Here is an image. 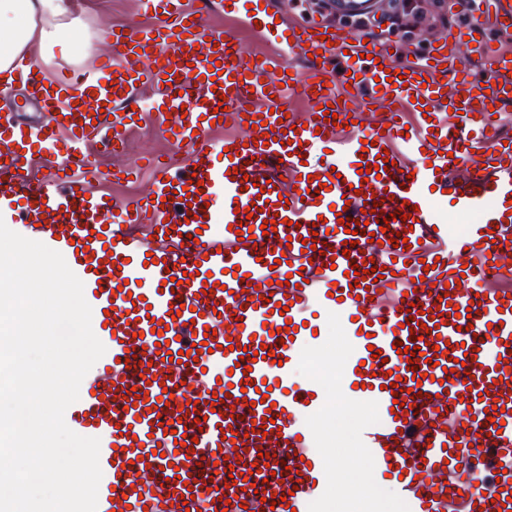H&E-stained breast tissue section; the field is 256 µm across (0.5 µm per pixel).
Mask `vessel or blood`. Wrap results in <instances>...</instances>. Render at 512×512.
Wrapping results in <instances>:
<instances>
[{
    "instance_id": "b4317fda",
    "label": "vessel or blood",
    "mask_w": 512,
    "mask_h": 512,
    "mask_svg": "<svg viewBox=\"0 0 512 512\" xmlns=\"http://www.w3.org/2000/svg\"><path fill=\"white\" fill-rule=\"evenodd\" d=\"M225 2L278 51L241 55L188 0H137L154 26L113 31L120 54L96 71L50 81L34 61L15 70L14 85L43 86L47 123L0 111V217L79 271L106 348L64 415L100 441L97 512H312L328 487L324 401L315 382L292 377L317 338L306 321L315 304L343 325L344 376L376 410L359 436L374 481H389L407 512H512V297L493 286L512 256V141L495 125L512 107V59L482 21L404 62L389 45L369 49L357 33L324 34L315 22L279 30L255 19L260 0ZM483 14L512 28V0H485ZM464 44L490 73L475 95L452 54ZM297 55L307 59L300 79ZM389 69L399 78L385 81ZM147 84L156 109L145 119L176 144L150 159L148 194L105 198L92 187L100 172L86 165L32 175L28 161L43 150L79 157L94 142L123 151ZM289 89L307 99L303 115L285 114ZM351 99L387 110L366 125L347 111ZM406 107L414 124L402 119ZM329 113L351 135L338 137ZM228 126L234 134L213 139ZM383 153L389 169L363 179L359 166ZM460 161L468 173L452 177ZM437 190L479 214L466 235L439 222ZM371 193L374 213L364 205ZM267 220L276 228L266 233ZM141 224L150 238L137 234ZM401 231L408 244L393 247ZM368 261L385 278L355 280L353 266ZM419 278L425 287L409 290ZM415 336L418 355L397 353ZM201 343L208 352H197ZM263 347L272 357L256 358ZM171 351L180 360H166ZM184 381L190 390L178 393ZM179 434L194 448L178 447ZM227 457L249 487L230 484Z\"/></svg>"
}]
</instances>
